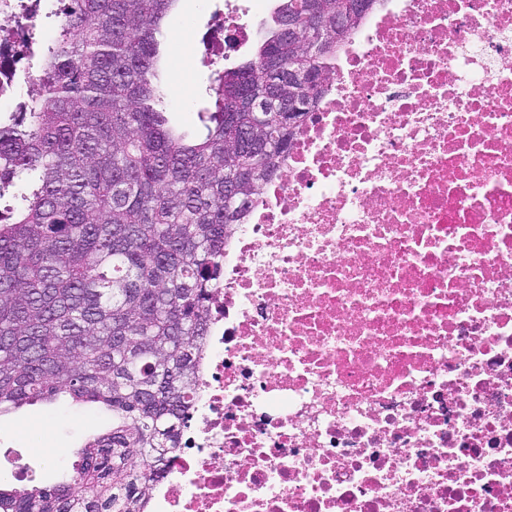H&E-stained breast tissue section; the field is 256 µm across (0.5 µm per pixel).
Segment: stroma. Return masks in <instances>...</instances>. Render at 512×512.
I'll return each instance as SVG.
<instances>
[{"label": "stroma", "mask_w": 512, "mask_h": 512, "mask_svg": "<svg viewBox=\"0 0 512 512\" xmlns=\"http://www.w3.org/2000/svg\"><path fill=\"white\" fill-rule=\"evenodd\" d=\"M226 0H179L163 29L161 78L168 87V120L191 138L205 132L202 113L215 109L214 80L219 71L249 58L254 43L228 46L213 59L202 41ZM112 427L110 414L65 398L38 401L0 415V487L52 488L68 482L82 461L88 440Z\"/></svg>", "instance_id": "stroma-1"}]
</instances>
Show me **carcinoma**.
Here are the masks:
<instances>
[{"label": "carcinoma", "mask_w": 512, "mask_h": 512, "mask_svg": "<svg viewBox=\"0 0 512 512\" xmlns=\"http://www.w3.org/2000/svg\"><path fill=\"white\" fill-rule=\"evenodd\" d=\"M176 2L68 0L29 100L0 120V199L17 201L0 209V412L60 395L112 412L71 482L0 488V512H142L194 397L235 203L259 196L324 92L289 87L288 68L332 81L368 14L279 0L251 58L218 73V111L189 141L156 70ZM317 26L324 53L307 46ZM291 97L312 101L295 125ZM140 460L153 476L130 467Z\"/></svg>", "instance_id": "carcinoma-1"}]
</instances>
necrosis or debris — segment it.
Wrapping results in <instances>:
<instances>
[{
	"label": "necrosis or debris",
	"mask_w": 512,
	"mask_h": 512,
	"mask_svg": "<svg viewBox=\"0 0 512 512\" xmlns=\"http://www.w3.org/2000/svg\"><path fill=\"white\" fill-rule=\"evenodd\" d=\"M210 309L144 512H512V0L363 19Z\"/></svg>",
	"instance_id": "4bbe7bcc"
}]
</instances>
